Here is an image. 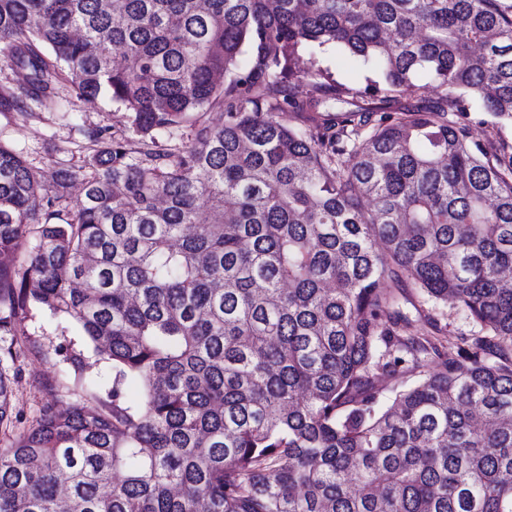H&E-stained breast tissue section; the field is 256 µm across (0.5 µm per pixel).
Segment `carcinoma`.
Segmentation results:
<instances>
[{"instance_id": "obj_1", "label": "carcinoma", "mask_w": 512, "mask_h": 512, "mask_svg": "<svg viewBox=\"0 0 512 512\" xmlns=\"http://www.w3.org/2000/svg\"><path fill=\"white\" fill-rule=\"evenodd\" d=\"M326 45L379 71L365 105L331 113L320 70L292 93ZM0 58V112L66 81L134 133L44 181L0 144V336L39 308L112 363L0 447V512H512V153L448 119L512 117V0H0ZM409 285L479 330L413 329Z\"/></svg>"}]
</instances>
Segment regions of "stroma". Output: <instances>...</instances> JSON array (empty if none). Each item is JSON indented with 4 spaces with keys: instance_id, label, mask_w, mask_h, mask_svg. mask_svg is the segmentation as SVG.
Instances as JSON below:
<instances>
[{
    "instance_id": "obj_1",
    "label": "stroma",
    "mask_w": 512,
    "mask_h": 512,
    "mask_svg": "<svg viewBox=\"0 0 512 512\" xmlns=\"http://www.w3.org/2000/svg\"><path fill=\"white\" fill-rule=\"evenodd\" d=\"M321 67L331 73L333 79L347 88H356L366 80L378 79L375 69L357 66L353 58L336 47L328 46L316 53H301L296 88L300 95H307L311 89L309 71ZM462 121L469 128L470 141L495 143L496 146L512 152V118L505 119L483 111L480 102H473L469 113ZM98 127L110 131L127 132L128 126L122 113L117 112L105 98L86 101L78 98L68 83L57 86L56 105L52 111H39L32 117L0 113V142L21 152L35 173L44 174L50 169L52 160L61 159L74 166L82 165L85 157L84 145L87 130ZM27 331L39 341L45 358L27 357L18 363L15 378L16 406L24 421H31L40 408L48 403L57 408L69 409L82 404L80 393L66 389L69 369L59 361L54 350L59 344L73 343L85 354V378L103 385L112 383V367L98 360L91 346H88L80 326L65 316H54L48 311H36L27 323ZM59 375L63 387L49 391L43 388L45 376Z\"/></svg>"
}]
</instances>
